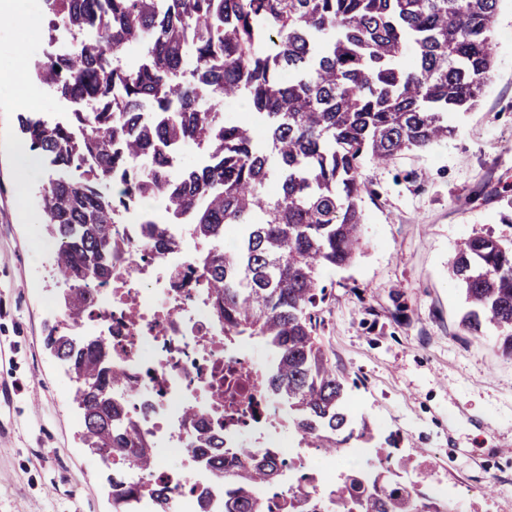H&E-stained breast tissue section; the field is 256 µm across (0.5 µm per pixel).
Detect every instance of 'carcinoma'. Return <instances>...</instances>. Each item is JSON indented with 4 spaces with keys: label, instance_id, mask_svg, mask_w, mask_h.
Returning <instances> with one entry per match:
<instances>
[{
    "label": "carcinoma",
    "instance_id": "1",
    "mask_svg": "<svg viewBox=\"0 0 512 512\" xmlns=\"http://www.w3.org/2000/svg\"><path fill=\"white\" fill-rule=\"evenodd\" d=\"M58 23L99 28L101 40L59 63L30 64L34 78L73 104L65 124L19 116L28 149L53 175L40 197L59 241L53 259L61 301L78 315L96 283L112 275L115 224L145 195H160L165 223L147 236L167 245L164 224H186L202 246L200 287L209 290L224 335L259 338L272 356L268 394L288 403L308 445L339 456L370 443L353 425L345 387L317 337L320 274L353 263L362 249V164L388 162L451 136L448 116L479 104L494 66L498 0H45ZM136 46L130 66L120 52ZM248 102L255 125L217 111ZM188 147L204 163L180 164ZM231 252L218 243L228 227ZM449 272L468 304L469 333L498 332L512 356V246L468 238ZM47 346L75 377L82 438L105 460L153 463L139 433L119 428L110 388L123 374L104 366L99 343L74 350L64 334ZM237 450L235 494L224 512H262L252 492L274 482L281 462L249 464ZM376 474L348 475L336 497L311 483L288 492V512H447ZM112 512L132 493L107 470Z\"/></svg>",
    "mask_w": 512,
    "mask_h": 512
}]
</instances>
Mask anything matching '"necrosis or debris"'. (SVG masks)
<instances>
[{
	"instance_id": "necrosis-or-debris-1",
	"label": "necrosis or debris",
	"mask_w": 512,
	"mask_h": 512,
	"mask_svg": "<svg viewBox=\"0 0 512 512\" xmlns=\"http://www.w3.org/2000/svg\"><path fill=\"white\" fill-rule=\"evenodd\" d=\"M160 203L142 199L117 224L112 277L97 287L92 308L61 314L74 344L96 340L128 377L112 396L124 424L146 442L155 470L149 478L135 463H122L136 489L124 512H224L232 485L217 476V460L233 461L245 442L284 463L277 483L254 490L259 503L288 512V492L303 472L319 494L335 495V459L306 446L262 388L266 365L242 341H225L213 320L211 299L198 286L201 246L187 225L166 227L178 248L147 245L144 222L157 220ZM154 483L169 489L167 501L150 492Z\"/></svg>"
}]
</instances>
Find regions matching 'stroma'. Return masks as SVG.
<instances>
[{"instance_id":"obj_1","label":"stroma","mask_w":512,"mask_h":512,"mask_svg":"<svg viewBox=\"0 0 512 512\" xmlns=\"http://www.w3.org/2000/svg\"><path fill=\"white\" fill-rule=\"evenodd\" d=\"M41 0H10L0 20V71L25 43L45 50ZM495 65L475 109L451 115L457 132L387 164L364 162L361 255L323 271L316 334L344 379L357 416L377 439L395 435L402 479L421 491L459 492L456 512H512V357L494 331L464 332L461 290L449 261L466 238L512 243V0H499ZM21 80L0 78V512H111L108 491L81 441L73 389L43 338L59 320L47 301L54 238L36 193L43 162L14 180Z\"/></svg>"}]
</instances>
